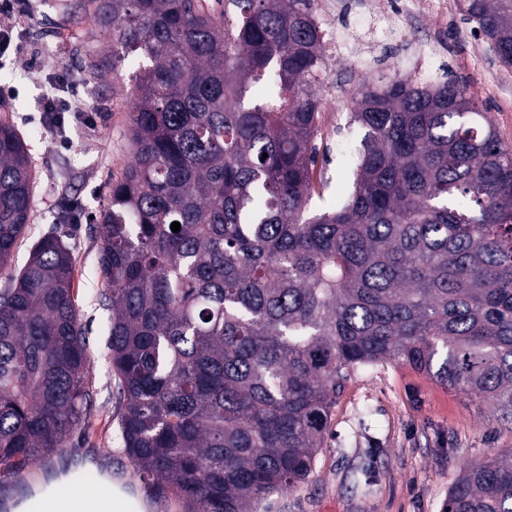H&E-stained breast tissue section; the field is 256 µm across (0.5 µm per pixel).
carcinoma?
Masks as SVG:
<instances>
[{"mask_svg": "<svg viewBox=\"0 0 512 512\" xmlns=\"http://www.w3.org/2000/svg\"><path fill=\"white\" fill-rule=\"evenodd\" d=\"M134 70L131 163L101 216L108 350L133 472L185 512H254L311 474L350 372L396 361L512 423V149L453 79L361 86L353 189L312 208L325 45L313 0H90ZM512 66V0H460ZM267 158H262L263 154ZM33 171L0 120V270ZM180 223V230L171 224ZM72 255L35 243L0 288V473L85 428ZM45 484L0 497L11 512ZM444 512H512V448Z\"/></svg>", "mask_w": 512, "mask_h": 512, "instance_id": "cac0c4a2", "label": "carcinoma"}]
</instances>
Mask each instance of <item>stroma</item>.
<instances>
[{"mask_svg":"<svg viewBox=\"0 0 512 512\" xmlns=\"http://www.w3.org/2000/svg\"><path fill=\"white\" fill-rule=\"evenodd\" d=\"M414 22L406 33L376 37V65L368 80L392 78L390 66L413 41L431 40L440 51L429 80L449 75L464 81L505 146L512 147V70L503 68L462 23L457 0H412ZM0 9V100L24 142L34 174L30 223L20 238L13 269L23 267L31 246L55 235L70 249L74 297L85 329L89 357L88 428L65 452L25 469L23 479L43 481L62 465L80 467L87 457L130 482L122 512L142 502L144 485L135 479L119 438L117 385L108 358L107 314L100 305L106 284L100 274L102 240L97 215L109 204L113 182L130 158L128 112L134 83L127 68H113L110 46L91 17L89 0H13ZM68 73L69 87L57 77ZM357 86L349 65H328L320 78L323 106L317 140L315 204L323 209L345 202L352 188L346 162L361 134L349 128L344 101ZM69 102L54 116L48 99ZM512 448V424L477 406L463 391L438 384L427 374L397 362L351 372L330 413L329 427L312 473L300 487L270 495L258 512H443L448 490L463 466Z\"/></svg>","mask_w":512,"mask_h":512,"instance_id":"35a3bbf8","label":"stroma"}]
</instances>
